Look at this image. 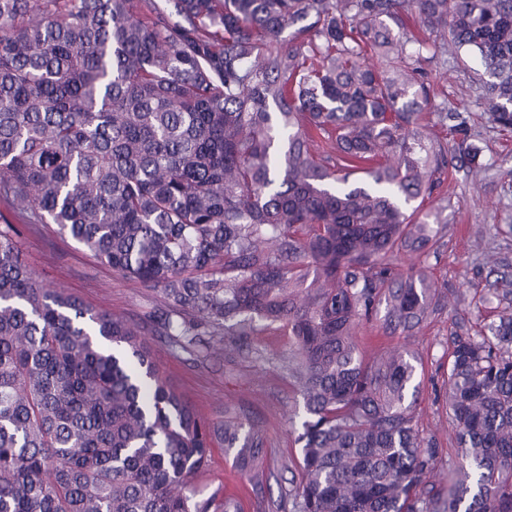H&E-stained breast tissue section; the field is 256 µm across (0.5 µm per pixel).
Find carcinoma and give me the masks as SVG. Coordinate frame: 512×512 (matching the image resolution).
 I'll return each instance as SVG.
<instances>
[{
	"instance_id": "1",
	"label": "carcinoma",
	"mask_w": 512,
	"mask_h": 512,
	"mask_svg": "<svg viewBox=\"0 0 512 512\" xmlns=\"http://www.w3.org/2000/svg\"><path fill=\"white\" fill-rule=\"evenodd\" d=\"M463 50L512 128V0H0V512H241L189 482L217 446L262 488L265 429L199 414L147 336L232 358L262 325L288 330L303 403L280 512H512V308L452 337L445 469L415 356L356 339L381 306L386 331L441 308L399 256L442 237L448 204L425 202L449 166L482 169L431 102L429 65ZM37 224L159 307L138 323L41 284L18 247Z\"/></svg>"
}]
</instances>
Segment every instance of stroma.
<instances>
[{
	"label": "stroma",
	"mask_w": 512,
	"mask_h": 512,
	"mask_svg": "<svg viewBox=\"0 0 512 512\" xmlns=\"http://www.w3.org/2000/svg\"><path fill=\"white\" fill-rule=\"evenodd\" d=\"M430 79L436 102H447L469 118L485 166L480 179L460 168L444 182L439 193L448 199V226L439 245L420 258L434 287L450 298L451 305L410 334L386 335L377 325H366L358 342L367 356L396 346L417 356L415 421L445 460L457 450L446 403L450 339L497 320L503 309L497 294L504 283H512V130L494 123L479 108L482 89L466 62L448 58L433 68ZM19 243L42 284L64 288L84 304L123 313L137 322L156 306L155 291L100 264L71 236L59 233L56 225L25 230ZM150 342L165 376L205 416H218L231 402L257 412L267 427L271 474L262 492L254 491L220 448L213 449L192 488L206 495L218 490L233 495L243 512H277L281 491L298 480L293 468L298 448L288 418L299 398L287 376L270 361L272 354L287 351V333L263 331L252 339L255 355L235 363L172 352L161 336L151 337Z\"/></svg>",
	"instance_id": "1"
}]
</instances>
